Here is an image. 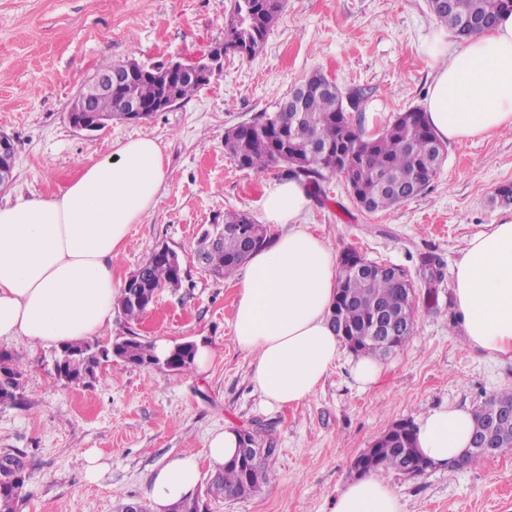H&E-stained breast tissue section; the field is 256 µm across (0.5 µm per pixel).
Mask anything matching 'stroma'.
<instances>
[{
    "mask_svg": "<svg viewBox=\"0 0 512 512\" xmlns=\"http://www.w3.org/2000/svg\"><path fill=\"white\" fill-rule=\"evenodd\" d=\"M232 0H0V133L12 138L14 179L0 201L59 193L79 165L101 159L139 135L156 138L169 179L155 208L133 225L112 268L126 279L153 250L178 253L182 288L159 289L142 319L128 324L114 308L98 336L127 331L170 344L193 341L212 353L206 371L171 372L115 361L89 386L53 372V347L23 338L0 341L24 371L23 401L0 405V453H21L26 481L19 512H116L146 502L152 473L179 454H203L210 433L261 429L277 454L266 484L247 498L212 501L210 512H334L355 458L393 422L452 405L476 409L512 387V359L471 348L456 321L454 270L468 240L506 216L490 197L512 183V130L451 142L433 182L414 198L370 213L336 175L305 216L335 254L356 249L369 260L408 271L415 289V332L381 358L382 375L359 390L343 352L308 401L262 403L252 358L237 347L234 279L218 280L193 257L196 241L229 210L262 218L267 188L280 167L239 168L224 133L275 106L307 73L343 92L361 90L362 117L384 128L397 113L424 104L432 82L422 45L444 30L429 0H285L262 49L224 58L223 73L173 109L143 122H115L86 133L67 113L77 91L102 65L189 60L224 39ZM431 256L436 266L426 267ZM106 468L83 476L86 456ZM401 512H512V450L473 463L432 468L417 479L389 474Z\"/></svg>",
    "mask_w": 512,
    "mask_h": 512,
    "instance_id": "stroma-1",
    "label": "stroma"
}]
</instances>
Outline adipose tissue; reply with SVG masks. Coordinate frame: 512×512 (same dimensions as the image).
<instances>
[{
	"label": "adipose tissue",
	"instance_id": "obj_1",
	"mask_svg": "<svg viewBox=\"0 0 512 512\" xmlns=\"http://www.w3.org/2000/svg\"><path fill=\"white\" fill-rule=\"evenodd\" d=\"M422 50L441 61L424 111L442 141L512 129V13L456 49L439 35ZM168 176L157 140L142 135L82 164L59 194L0 203V340L60 346L110 324L112 264L132 225L155 208ZM309 205L298 180L266 191L264 221L278 232L252 254L237 282L235 342L252 356V385L272 407L309 400L341 354L329 322L337 262L303 222ZM453 294L466 342L512 354V216L469 240L456 264ZM472 428L470 410L434 408L419 418L417 446L432 466L461 464ZM238 445V432L227 428L210 435L203 455L168 459L146 491L156 512L193 496L202 465L222 470ZM335 512H400V504L389 483L371 474L345 485Z\"/></svg>",
	"mask_w": 512,
	"mask_h": 512
}]
</instances>
